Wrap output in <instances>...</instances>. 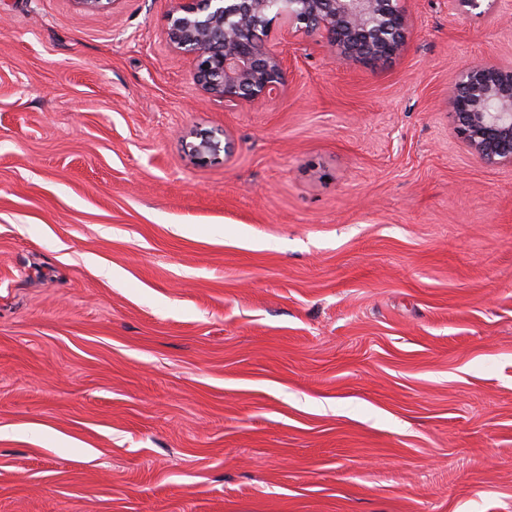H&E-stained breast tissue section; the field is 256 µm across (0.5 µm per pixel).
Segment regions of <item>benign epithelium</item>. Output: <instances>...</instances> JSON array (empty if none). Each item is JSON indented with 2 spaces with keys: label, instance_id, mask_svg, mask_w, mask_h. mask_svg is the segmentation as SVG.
Wrapping results in <instances>:
<instances>
[{
  "label": "benign epithelium",
  "instance_id": "obj_1",
  "mask_svg": "<svg viewBox=\"0 0 512 512\" xmlns=\"http://www.w3.org/2000/svg\"><path fill=\"white\" fill-rule=\"evenodd\" d=\"M182 0L168 18L170 41L195 63L193 77L227 103L278 94L279 54L263 44L275 23L325 33L344 63H374L396 55L408 20L401 0ZM456 128L464 144L490 165H512V62L480 60L460 71L449 90ZM192 155L229 151V143L202 136Z\"/></svg>",
  "mask_w": 512,
  "mask_h": 512
}]
</instances>
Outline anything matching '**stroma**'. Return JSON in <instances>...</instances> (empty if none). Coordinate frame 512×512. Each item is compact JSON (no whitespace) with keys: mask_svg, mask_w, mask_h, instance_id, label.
Segmentation results:
<instances>
[{"mask_svg":"<svg viewBox=\"0 0 512 512\" xmlns=\"http://www.w3.org/2000/svg\"><path fill=\"white\" fill-rule=\"evenodd\" d=\"M178 5L0 0V512H512V166L448 102L512 0L275 28L234 105Z\"/></svg>","mask_w":512,"mask_h":512,"instance_id":"1","label":"stroma"}]
</instances>
